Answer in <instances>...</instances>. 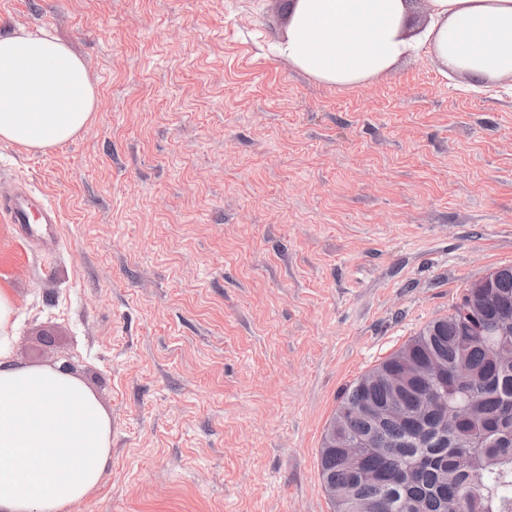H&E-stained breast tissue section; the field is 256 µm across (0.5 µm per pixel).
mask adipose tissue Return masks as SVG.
I'll use <instances>...</instances> for the list:
<instances>
[{
	"label": "adipose tissue",
	"mask_w": 512,
	"mask_h": 512,
	"mask_svg": "<svg viewBox=\"0 0 512 512\" xmlns=\"http://www.w3.org/2000/svg\"><path fill=\"white\" fill-rule=\"evenodd\" d=\"M424 45L472 83L512 79V0H289L275 52L324 83L356 87ZM96 101L84 63L53 35H0V140L51 149L88 126ZM14 314L0 287V512H73L112 463V422L77 377L15 360Z\"/></svg>",
	"instance_id": "1"
}]
</instances>
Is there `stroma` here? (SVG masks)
Returning a JSON list of instances; mask_svg holds the SVG:
<instances>
[{"instance_id":"35a3bbf8","label":"stroma","mask_w":512,"mask_h":512,"mask_svg":"<svg viewBox=\"0 0 512 512\" xmlns=\"http://www.w3.org/2000/svg\"><path fill=\"white\" fill-rule=\"evenodd\" d=\"M288 0H0L85 62L92 123L0 141L14 355L68 366L112 420L77 512H333L320 474L345 392L470 284L512 264V87L434 54L339 88L268 46ZM0 219L7 224H57L59 212L48 202L42 192L22 190L0 193Z\"/></svg>"}]
</instances>
